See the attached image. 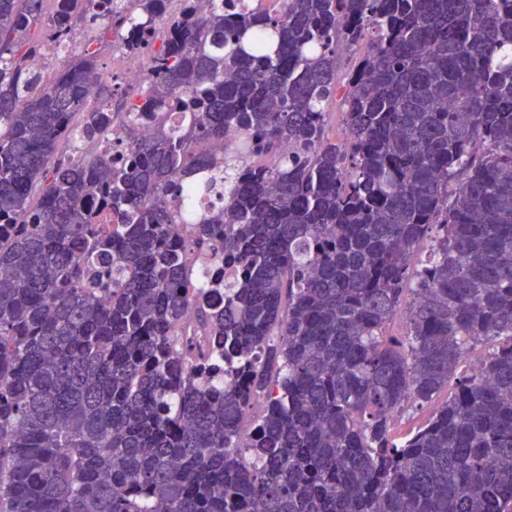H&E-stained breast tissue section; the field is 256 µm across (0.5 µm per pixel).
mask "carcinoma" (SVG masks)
<instances>
[{
    "mask_svg": "<svg viewBox=\"0 0 512 512\" xmlns=\"http://www.w3.org/2000/svg\"><path fill=\"white\" fill-rule=\"evenodd\" d=\"M55 2L0 0V512H512V0H179L161 31L165 0ZM37 30L82 36L50 77ZM114 37L137 95L100 82ZM180 95L193 139L245 140L142 136ZM220 185L183 240L184 188ZM113 55L122 57L119 76L113 75ZM98 64L103 76V84L114 86L115 93L118 90H122L127 95L135 94L144 85L149 72V58L147 56L129 53L122 47L120 41L113 40V38L112 44L103 45L100 48ZM453 392V385H448V388L442 389L437 395H435L433 402L422 410L405 409L400 414L395 422L396 434L402 436L408 433L410 430L415 429L430 416L433 409L445 402Z\"/></svg>",
    "mask_w": 512,
    "mask_h": 512,
    "instance_id": "1",
    "label": "carcinoma"
}]
</instances>
